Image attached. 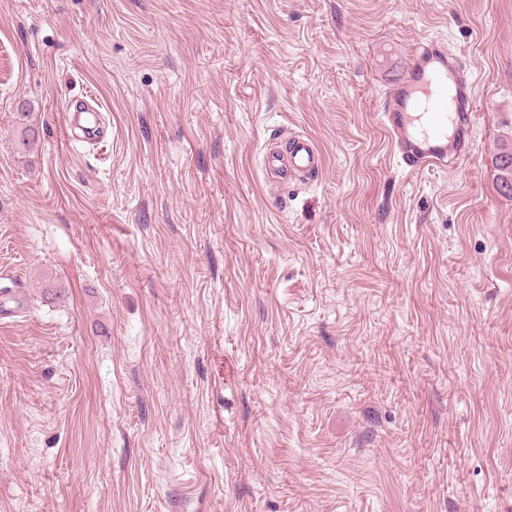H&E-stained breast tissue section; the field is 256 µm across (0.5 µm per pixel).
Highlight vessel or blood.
Listing matches in <instances>:
<instances>
[{"instance_id": "b4317fda", "label": "vessel or blood", "mask_w": 512, "mask_h": 512, "mask_svg": "<svg viewBox=\"0 0 512 512\" xmlns=\"http://www.w3.org/2000/svg\"><path fill=\"white\" fill-rule=\"evenodd\" d=\"M473 79L459 57L439 42L422 44L402 81L386 91L380 119L393 150L409 171L447 168L472 149ZM91 106L69 112L68 121L87 134L99 130ZM267 173L307 177L319 171L321 155L311 139L295 136L264 156Z\"/></svg>"}]
</instances>
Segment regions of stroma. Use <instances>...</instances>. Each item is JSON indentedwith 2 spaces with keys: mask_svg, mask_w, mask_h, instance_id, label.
<instances>
[{
  "mask_svg": "<svg viewBox=\"0 0 512 512\" xmlns=\"http://www.w3.org/2000/svg\"><path fill=\"white\" fill-rule=\"evenodd\" d=\"M431 39L475 149L413 173ZM510 138L512 0H0V512H512ZM474 84L459 57L422 44L400 83L385 92L380 119L395 155L411 172L448 168L472 149ZM67 116L69 123L79 127L89 136L96 135L95 133L99 131V111L92 106H79L74 111L68 110ZM267 173L277 174L280 178L299 175L311 176L321 167V155L315 144L306 136H295L279 149H270L264 156ZM496 173V185L505 195H512V140L501 143L492 158Z\"/></svg>",
  "mask_w": 512,
  "mask_h": 512,
  "instance_id": "obj_1",
  "label": "stroma"
}]
</instances>
